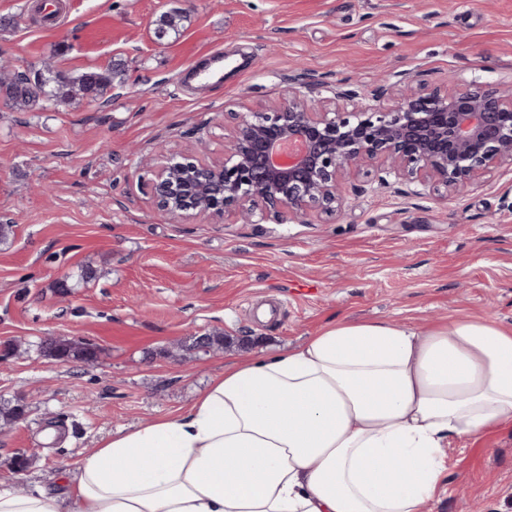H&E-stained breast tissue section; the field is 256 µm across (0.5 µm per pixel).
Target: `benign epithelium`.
Listing matches in <instances>:
<instances>
[{"label":"benign epithelium","instance_id":"benign-epithelium-1","mask_svg":"<svg viewBox=\"0 0 512 512\" xmlns=\"http://www.w3.org/2000/svg\"><path fill=\"white\" fill-rule=\"evenodd\" d=\"M506 163L512 165V83L457 76L430 93L410 83L369 96L336 90L319 108L290 86L279 103L239 116L221 157H166L154 174L153 198L175 221L231 214L247 224L269 217L306 224L314 211L341 210L342 180L368 167L383 185L392 176L441 186L453 199Z\"/></svg>","mask_w":512,"mask_h":512}]
</instances>
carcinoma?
<instances>
[{
	"instance_id": "carcinoma-1",
	"label": "carcinoma",
	"mask_w": 512,
	"mask_h": 512,
	"mask_svg": "<svg viewBox=\"0 0 512 512\" xmlns=\"http://www.w3.org/2000/svg\"><path fill=\"white\" fill-rule=\"evenodd\" d=\"M184 15L172 10L160 16L157 23L158 36L163 37L169 32L177 31ZM34 73L35 87L26 84V72L17 71L13 77L0 82V99L3 104L19 111H24L39 102L65 104L76 96L92 101L105 98L112 89V69H88L77 75H70L51 68H38ZM224 347V337L205 336L200 343L193 340L191 349L208 353ZM42 357L59 362L80 360L85 363H95L98 359V349L83 340L66 336H48L39 344ZM23 416V408L17 402L5 401L0 403V421L15 422Z\"/></svg>"
}]
</instances>
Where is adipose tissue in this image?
Here are the masks:
<instances>
[{
  "label": "adipose tissue",
  "mask_w": 512,
  "mask_h": 512,
  "mask_svg": "<svg viewBox=\"0 0 512 512\" xmlns=\"http://www.w3.org/2000/svg\"><path fill=\"white\" fill-rule=\"evenodd\" d=\"M509 423L512 326L338 320L87 450L65 495L0 490V512H431L449 440Z\"/></svg>",
  "instance_id": "obj_1"
}]
</instances>
